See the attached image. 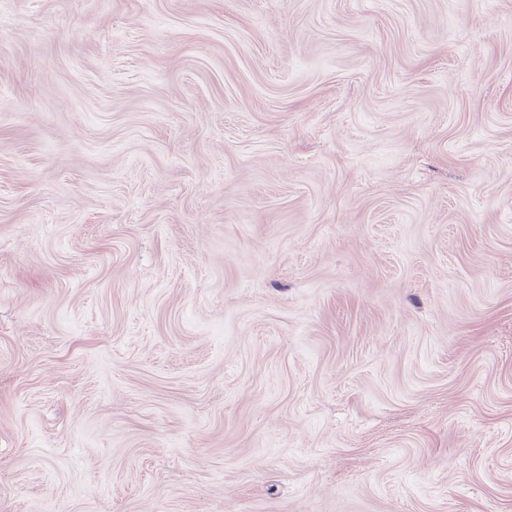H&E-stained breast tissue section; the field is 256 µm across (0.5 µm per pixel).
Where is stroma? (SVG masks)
<instances>
[{"label": "stroma", "mask_w": 512, "mask_h": 512, "mask_svg": "<svg viewBox=\"0 0 512 512\" xmlns=\"http://www.w3.org/2000/svg\"><path fill=\"white\" fill-rule=\"evenodd\" d=\"M0 512H512V0H0Z\"/></svg>", "instance_id": "obj_1"}]
</instances>
